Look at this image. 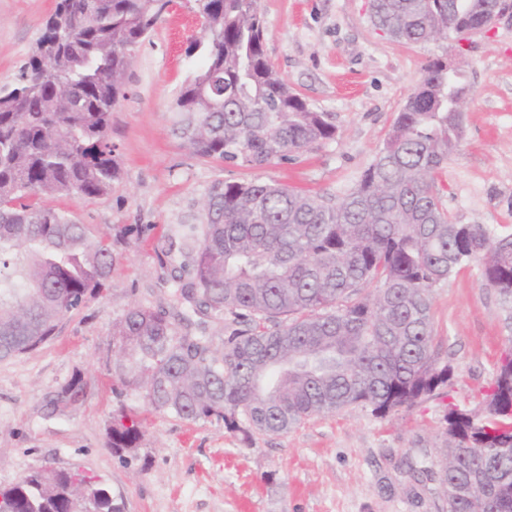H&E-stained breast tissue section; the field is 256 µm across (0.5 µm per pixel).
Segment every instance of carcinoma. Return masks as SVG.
<instances>
[{"mask_svg":"<svg viewBox=\"0 0 512 512\" xmlns=\"http://www.w3.org/2000/svg\"><path fill=\"white\" fill-rule=\"evenodd\" d=\"M171 0H57L16 78L0 83V360L49 341L58 322L111 287L112 235L39 194L99 199L120 177L109 141L131 51ZM206 61L174 111L194 154L263 168L336 137L270 64L258 0H195ZM503 0H371L373 25L410 44L472 34ZM471 86L430 60L382 149L333 199L274 181L214 185L187 228L171 300L224 320L214 337L131 304L112 323L126 392L183 420L216 417L246 441L357 405L380 416L447 386L433 350L432 293L481 264L512 333V233L457 224L434 190L457 149ZM512 351L476 411L448 404L439 482L448 512H512ZM140 422L113 413L107 447L133 456ZM86 493L70 491L74 479ZM0 512H121L78 469L35 471L0 491Z\"/></svg>","mask_w":512,"mask_h":512,"instance_id":"1","label":"carcinoma"}]
</instances>
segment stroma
<instances>
[{"label": "stroma", "instance_id": "35a3bbf8", "mask_svg": "<svg viewBox=\"0 0 512 512\" xmlns=\"http://www.w3.org/2000/svg\"><path fill=\"white\" fill-rule=\"evenodd\" d=\"M55 0H0V82L13 80ZM274 70L316 111L329 113L335 139L262 168L196 156L176 134L172 103L204 61L193 0H174L148 39L134 48L109 138L121 177L107 196H39L104 234L144 225V236L115 242L112 286L67 315L52 340L0 361V489L44 468H77L108 490L122 512H448L435 462L448 402L475 408L500 357L512 348L497 295L481 267L459 270L433 291L435 343L453 369L445 394L424 397L386 418L352 406L313 416L285 435L244 441L215 418L183 420L117 396L112 323L131 303L176 315L168 297L180 254L157 255V239L201 221V202L222 181H274L338 197L383 145L426 62L464 64L472 98L463 138L435 190L458 224L512 232V18L459 43L396 41L370 21L369 0H258ZM83 393L61 400L74 374ZM142 421L135 456L107 446L119 405Z\"/></svg>", "mask_w": 512, "mask_h": 512}]
</instances>
